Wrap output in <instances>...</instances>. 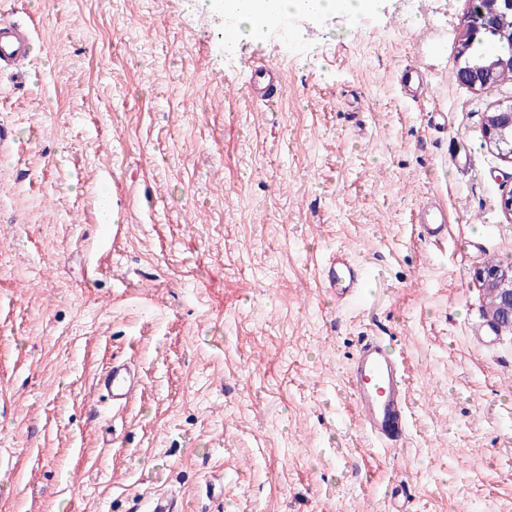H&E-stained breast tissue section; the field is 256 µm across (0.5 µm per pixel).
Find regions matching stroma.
Wrapping results in <instances>:
<instances>
[{"instance_id":"35a3bbf8","label":"stroma","mask_w":512,"mask_h":512,"mask_svg":"<svg viewBox=\"0 0 512 512\" xmlns=\"http://www.w3.org/2000/svg\"><path fill=\"white\" fill-rule=\"evenodd\" d=\"M466 11L379 0L229 51L211 0H0L36 38L25 79L0 73V512H391L399 484L411 512H512V335L476 282L512 263V163L485 138L512 82H458ZM258 63L276 106L246 92ZM338 248L366 269L354 302L324 284ZM366 336L408 366L392 450L352 408ZM115 358L141 378L121 409L93 391ZM250 94L262 103L277 101L284 94V84L280 70L275 71L266 65L252 67L249 80ZM448 213L436 202L425 201L415 212V224L424 239L436 241L448 235Z\"/></svg>"}]
</instances>
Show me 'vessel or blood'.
Here are the masks:
<instances>
[{"label": "vessel or blood", "instance_id": "b4317fda", "mask_svg": "<svg viewBox=\"0 0 512 512\" xmlns=\"http://www.w3.org/2000/svg\"><path fill=\"white\" fill-rule=\"evenodd\" d=\"M34 37L31 28L0 23V72L25 74L32 60ZM250 94L262 103L277 101L284 94L278 71L268 66L253 67ZM423 238L435 241L448 234V215L432 201L423 202L415 212ZM325 281L338 297L356 294L362 271L348 254L333 253L325 264ZM347 383L358 418L367 433L383 447L403 445L408 433L409 385L403 358L383 337L364 338L350 364ZM138 385L135 367L124 360L112 364L95 380V386L113 405L127 402Z\"/></svg>", "mask_w": 512, "mask_h": 512}]
</instances>
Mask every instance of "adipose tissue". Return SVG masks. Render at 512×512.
Listing matches in <instances>:
<instances>
[{
    "label": "adipose tissue",
    "mask_w": 512,
    "mask_h": 512,
    "mask_svg": "<svg viewBox=\"0 0 512 512\" xmlns=\"http://www.w3.org/2000/svg\"><path fill=\"white\" fill-rule=\"evenodd\" d=\"M229 25L238 38L255 36L277 26L286 15L320 18L343 14L356 18L372 11L377 0H219Z\"/></svg>",
    "instance_id": "obj_1"
}]
</instances>
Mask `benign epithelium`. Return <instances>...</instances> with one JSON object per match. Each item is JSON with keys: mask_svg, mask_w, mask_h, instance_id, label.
<instances>
[{"mask_svg": "<svg viewBox=\"0 0 512 512\" xmlns=\"http://www.w3.org/2000/svg\"><path fill=\"white\" fill-rule=\"evenodd\" d=\"M467 4L459 57H464L470 43L482 34L491 33L498 41V48L487 64L463 65L457 69L460 83L475 91H483L496 84L498 71L512 69V0H496L495 7L490 10L479 0H467ZM485 137L491 150L512 162V103L488 115ZM476 281L484 292L498 299L497 306L488 313L490 322L497 327L499 320L511 319L512 265L486 267L479 272Z\"/></svg>", "mask_w": 512, "mask_h": 512, "instance_id": "benign-epithelium-1", "label": "benign epithelium"}]
</instances>
